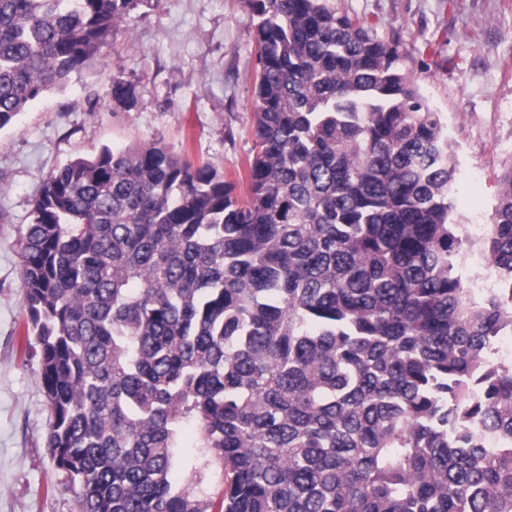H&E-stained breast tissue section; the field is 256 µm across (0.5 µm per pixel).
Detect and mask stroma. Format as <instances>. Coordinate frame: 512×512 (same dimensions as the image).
Wrapping results in <instances>:
<instances>
[{"label": "stroma", "instance_id": "1", "mask_svg": "<svg viewBox=\"0 0 512 512\" xmlns=\"http://www.w3.org/2000/svg\"><path fill=\"white\" fill-rule=\"evenodd\" d=\"M395 46L443 113L456 223L488 224L512 165V0H335ZM111 64L72 75L0 129V512H75L46 448L39 360L24 335L19 239L49 171L102 146L155 139L206 163L247 198L257 55L245 0H145L112 36ZM130 84L133 103L108 98Z\"/></svg>", "mask_w": 512, "mask_h": 512}]
</instances>
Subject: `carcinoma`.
I'll return each mask as SVG.
<instances>
[{"label": "carcinoma", "mask_w": 512, "mask_h": 512, "mask_svg": "<svg viewBox=\"0 0 512 512\" xmlns=\"http://www.w3.org/2000/svg\"><path fill=\"white\" fill-rule=\"evenodd\" d=\"M142 2L0 0V129L105 65ZM246 2L248 197L159 140L104 146L48 173L20 235L77 512H512V165L480 290L444 118L397 48L331 0ZM186 426L218 499L173 453Z\"/></svg>", "instance_id": "carcinoma-1"}]
</instances>
